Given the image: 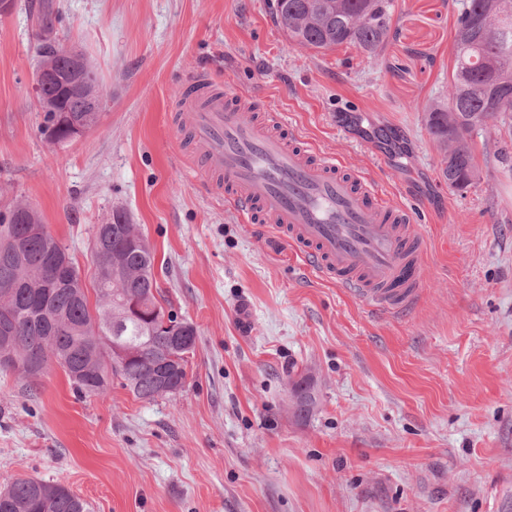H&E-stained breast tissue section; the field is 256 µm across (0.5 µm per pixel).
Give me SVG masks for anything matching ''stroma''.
I'll list each match as a JSON object with an SVG mask.
<instances>
[{
  "label": "stroma",
  "mask_w": 512,
  "mask_h": 512,
  "mask_svg": "<svg viewBox=\"0 0 512 512\" xmlns=\"http://www.w3.org/2000/svg\"><path fill=\"white\" fill-rule=\"evenodd\" d=\"M58 2L102 117L49 143L29 13L1 18L0 211L34 207L87 285L96 226L125 213L198 339L184 389L151 401L117 378L78 397L53 361L35 380L0 372V475L62 485L89 512H512V171L493 156L512 132L472 133L480 178L455 191L421 110L448 97L461 0H396L375 56L290 43L275 0ZM199 72L413 206L428 244L414 312L369 313L201 184L172 122Z\"/></svg>",
  "instance_id": "obj_1"
}]
</instances>
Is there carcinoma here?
Returning a JSON list of instances; mask_svg holds the SVG:
<instances>
[{
  "label": "carcinoma",
  "mask_w": 512,
  "mask_h": 512,
  "mask_svg": "<svg viewBox=\"0 0 512 512\" xmlns=\"http://www.w3.org/2000/svg\"><path fill=\"white\" fill-rule=\"evenodd\" d=\"M394 0H276L277 25L292 43L317 52L346 45L373 55L387 41ZM36 62L49 58L66 70L64 43L46 35L58 32L62 13L56 0H39L30 13ZM426 122L444 149L442 174L448 188L462 190L479 179L471 133L488 125L512 126V0H463L453 28V66L448 103L425 105ZM35 209L20 215L11 207L0 212V284L26 278L9 299L0 301V339L8 352L27 365L23 373L37 378L48 360L65 371L81 397L108 392L112 377L123 381L137 398L159 396V377H168L170 394L186 380L197 329L177 341L156 325L152 314L166 301L155 276V253L127 239V217L118 213L112 227L97 225L92 258L95 307L68 249L50 231L42 232ZM22 237L17 253L11 242ZM137 298L143 308L125 314L119 300ZM134 350L123 365L112 363L113 328ZM0 512H88L85 502L67 488L33 477L3 480Z\"/></svg>",
  "instance_id": "carcinoma-1"
}]
</instances>
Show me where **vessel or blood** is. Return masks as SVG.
I'll return each mask as SVG.
<instances>
[{
	"label": "vessel or blood",
	"instance_id": "1",
	"mask_svg": "<svg viewBox=\"0 0 512 512\" xmlns=\"http://www.w3.org/2000/svg\"><path fill=\"white\" fill-rule=\"evenodd\" d=\"M260 105L223 93L207 75L188 81L179 108L213 185L244 223L271 226L312 271L368 310L411 311L426 253L413 209L385 200L366 174L312 148L281 113L244 120Z\"/></svg>",
	"mask_w": 512,
	"mask_h": 512
}]
</instances>
